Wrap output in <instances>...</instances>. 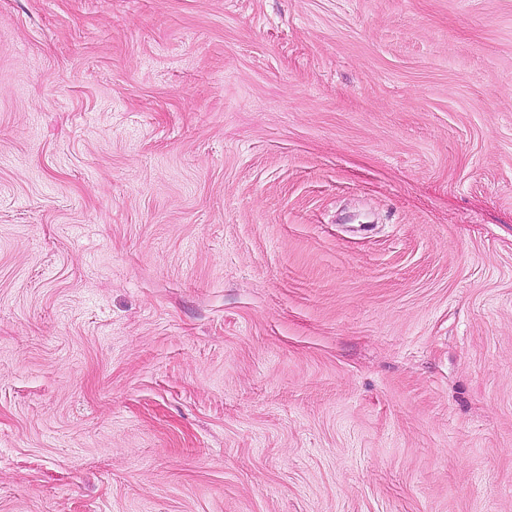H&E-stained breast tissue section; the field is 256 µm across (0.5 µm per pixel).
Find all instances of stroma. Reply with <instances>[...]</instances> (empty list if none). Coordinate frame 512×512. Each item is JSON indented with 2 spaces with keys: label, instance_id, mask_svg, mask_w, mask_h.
I'll return each mask as SVG.
<instances>
[{
  "label": "stroma",
  "instance_id": "stroma-1",
  "mask_svg": "<svg viewBox=\"0 0 512 512\" xmlns=\"http://www.w3.org/2000/svg\"><path fill=\"white\" fill-rule=\"evenodd\" d=\"M0 512H512V0H0Z\"/></svg>",
  "mask_w": 512,
  "mask_h": 512
}]
</instances>
